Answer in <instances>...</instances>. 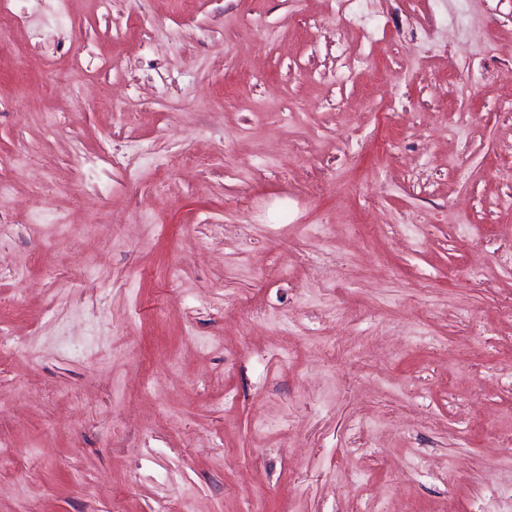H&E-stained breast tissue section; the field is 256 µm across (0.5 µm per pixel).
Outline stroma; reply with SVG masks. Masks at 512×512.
<instances>
[{"label":"stroma","mask_w":512,"mask_h":512,"mask_svg":"<svg viewBox=\"0 0 512 512\" xmlns=\"http://www.w3.org/2000/svg\"><path fill=\"white\" fill-rule=\"evenodd\" d=\"M364 9L14 18L0 512H512V0ZM334 2H336V16L341 30L348 33L364 25L367 15L362 10L363 0H335Z\"/></svg>","instance_id":"stroma-1"}]
</instances>
